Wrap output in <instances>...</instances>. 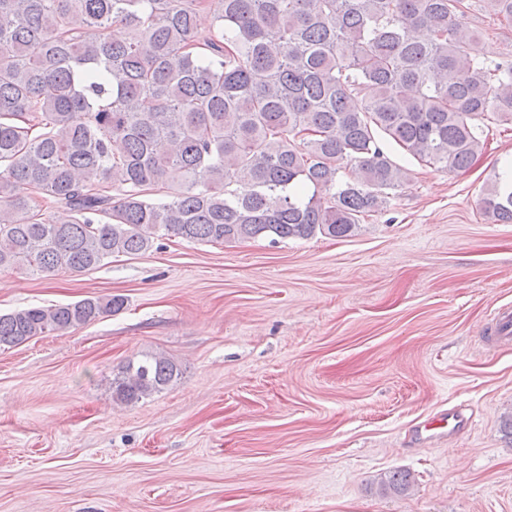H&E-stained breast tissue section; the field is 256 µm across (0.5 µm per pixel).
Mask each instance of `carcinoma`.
<instances>
[{
  "label": "carcinoma",
  "instance_id": "obj_1",
  "mask_svg": "<svg viewBox=\"0 0 512 512\" xmlns=\"http://www.w3.org/2000/svg\"><path fill=\"white\" fill-rule=\"evenodd\" d=\"M208 4L0 0V269L81 273L155 233L350 237L408 181L378 134L465 171L487 114L512 125V63H487L464 0H215L202 34ZM481 204L512 223V183ZM123 307L115 295L0 314V347ZM179 374L147 354L112 376V399L137 403Z\"/></svg>",
  "mask_w": 512,
  "mask_h": 512
}]
</instances>
